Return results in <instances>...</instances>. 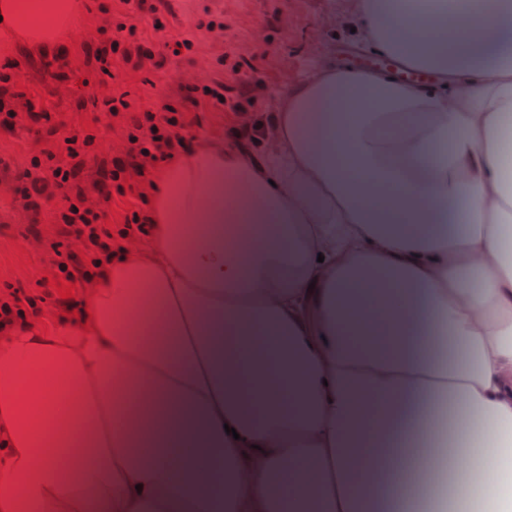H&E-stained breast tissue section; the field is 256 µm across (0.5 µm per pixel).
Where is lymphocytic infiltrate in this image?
Listing matches in <instances>:
<instances>
[{
	"label": "lymphocytic infiltrate",
	"mask_w": 512,
	"mask_h": 512,
	"mask_svg": "<svg viewBox=\"0 0 512 512\" xmlns=\"http://www.w3.org/2000/svg\"><path fill=\"white\" fill-rule=\"evenodd\" d=\"M121 12H113L110 0H92L91 11L99 23L83 44V64L88 73L109 78L110 95L90 92L76 101L78 111L103 112L115 118L123 145L102 160L94 186H87L84 171L98 144L97 128H69L57 113L30 106L32 87L20 84L18 69L0 67V135L25 130L36 140L23 168L14 170L0 159V178L16 202L40 211L43 201L63 202L56 215L59 239L52 246L50 265L54 279L74 285L90 281L111 260L125 235L139 236L146 215L144 183L168 156L187 149L194 141L191 129L201 112L219 109L233 117L230 131L236 140L255 136L251 117L262 96V83L247 70V61L234 50L224 53L204 80L185 78L174 96L149 105L123 85L121 72L159 69L170 55L192 52L195 43L166 35L167 0H123ZM150 13L151 27L143 29L138 14ZM123 206L120 224L107 220L110 208ZM53 289L28 292L23 288L0 289V323L36 317Z\"/></svg>",
	"instance_id": "obj_1"
}]
</instances>
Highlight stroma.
<instances>
[{
    "instance_id": "35a3bbf8",
    "label": "stroma",
    "mask_w": 512,
    "mask_h": 512,
    "mask_svg": "<svg viewBox=\"0 0 512 512\" xmlns=\"http://www.w3.org/2000/svg\"><path fill=\"white\" fill-rule=\"evenodd\" d=\"M168 15L170 33L185 34L198 41L195 54L170 57L158 71L130 69L125 74L128 85L144 98L174 95L172 82L178 75L207 77L227 42H234L238 53L249 63L264 84L263 106L277 111L288 91L323 60L337 59L346 64L370 66L379 54L361 48L353 32L356 24V0H172ZM223 16L222 33L198 29V22ZM96 20L82 11L77 35L70 42L69 66L74 80L69 87H56L40 70L39 55L15 51L14 63L23 82L36 84L50 108L65 124L79 126L93 123L99 132V157L111 155L121 145L120 134L111 116L98 112H78L73 107L82 94L81 82L87 73L82 62L85 37L94 30ZM58 200L44 202L38 215L16 207L7 194L0 193V287H24L42 290L50 273V247L55 242ZM41 224V241L25 240L27 224Z\"/></svg>"
}]
</instances>
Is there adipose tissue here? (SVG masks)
<instances>
[{
	"label": "adipose tissue",
	"instance_id": "adipose-tissue-1",
	"mask_svg": "<svg viewBox=\"0 0 512 512\" xmlns=\"http://www.w3.org/2000/svg\"><path fill=\"white\" fill-rule=\"evenodd\" d=\"M79 10L0 0V54ZM357 13L397 72L199 137L89 309L0 328V512H512V0Z\"/></svg>",
	"mask_w": 512,
	"mask_h": 512
}]
</instances>
